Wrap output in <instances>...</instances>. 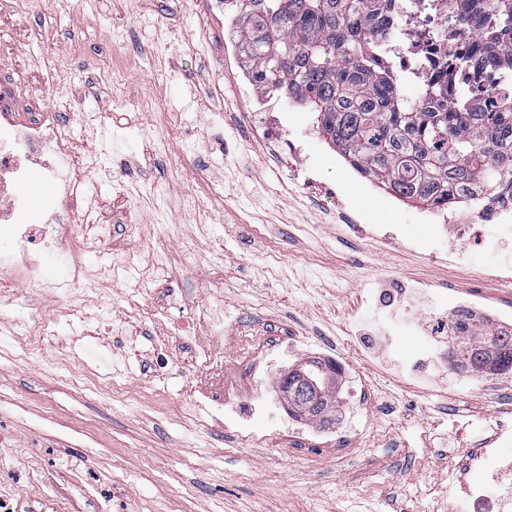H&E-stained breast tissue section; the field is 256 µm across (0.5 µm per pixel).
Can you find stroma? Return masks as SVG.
<instances>
[{
	"label": "stroma",
	"mask_w": 512,
	"mask_h": 512,
	"mask_svg": "<svg viewBox=\"0 0 512 512\" xmlns=\"http://www.w3.org/2000/svg\"><path fill=\"white\" fill-rule=\"evenodd\" d=\"M210 0H40L0 8V105L24 124L61 120L90 223L73 239L86 286L59 312L65 246L34 245L44 284L0 296V495L32 512H470L449 495L497 422L512 423V376L436 367L453 300L512 308V241L487 246L474 221L464 255L429 209L359 176L308 107L284 103L299 154L274 166L247 136L242 59ZM70 112L57 114L60 98ZM179 275L168 288L154 261ZM438 291L412 311L380 293ZM224 302V321L210 316ZM48 328L28 348L34 319ZM305 338L285 369L335 349L366 425L343 414L311 428L276 404L244 442L224 426V396L247 399L257 354ZM223 365L191 374L192 359ZM434 389L421 386V378Z\"/></svg>",
	"instance_id": "1"
}]
</instances>
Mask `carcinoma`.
<instances>
[{"instance_id": "obj_1", "label": "carcinoma", "mask_w": 512, "mask_h": 512, "mask_svg": "<svg viewBox=\"0 0 512 512\" xmlns=\"http://www.w3.org/2000/svg\"><path fill=\"white\" fill-rule=\"evenodd\" d=\"M457 18L472 37L469 58L512 77V0H459ZM389 23L384 0H243L237 37L265 88L310 106L322 134L389 194L454 205L511 187L512 95L472 100L466 82L440 75L424 99L405 102L378 46ZM450 92L452 107L441 103ZM452 330L451 368L512 372V328L459 309ZM305 374L322 392L310 418L325 422L334 406L326 371L313 364Z\"/></svg>"}]
</instances>
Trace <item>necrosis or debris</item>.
Here are the masks:
<instances>
[{"label":"necrosis or debris","mask_w":512,"mask_h":512,"mask_svg":"<svg viewBox=\"0 0 512 512\" xmlns=\"http://www.w3.org/2000/svg\"><path fill=\"white\" fill-rule=\"evenodd\" d=\"M455 0H393L390 13L398 19L396 39L390 47L392 66L399 76L401 91H415L424 97L434 76L447 72L449 80H456L457 70L451 69L452 59L467 52L466 35L452 20ZM245 94L251 103L247 114L246 130L258 136L269 125L280 122L279 111L272 101V93L261 90L256 71L245 74ZM67 127L61 123H33L18 126L7 115H0V201L9 199V206L0 204V234L8 235L20 243V251L0 255V288L13 287L16 280L38 282L40 266L28 248L33 240V229H40L45 240L66 241L79 223L77 212L70 202L76 194L75 182L60 177L59 165L67 158ZM43 170V180L53 190L52 200L40 210H33L28 189L33 173L32 165ZM271 409V399L263 379L253 382V408L242 414L234 402L224 405V425L249 438V422L265 416ZM490 447L481 449L469 467L468 477L460 484V491L473 512H503L504 500L492 499L483 493L484 477L500 480L512 475V427L499 425L490 439Z\"/></svg>","instance_id":"4bbe7bcc"}]
</instances>
